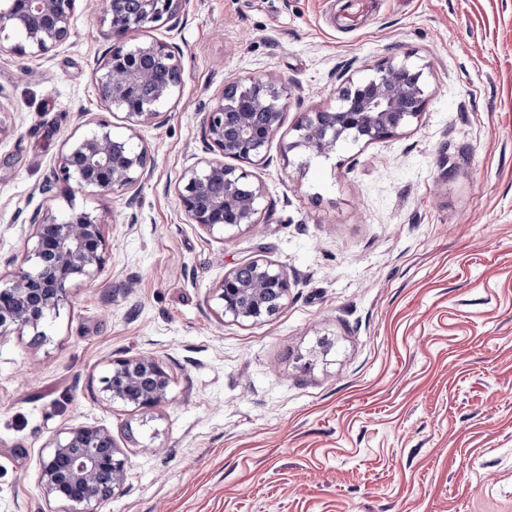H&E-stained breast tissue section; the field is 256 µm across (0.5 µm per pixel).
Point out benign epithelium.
I'll return each mask as SVG.
<instances>
[{"instance_id":"benign-epithelium-1","label":"benign epithelium","mask_w":512,"mask_h":512,"mask_svg":"<svg viewBox=\"0 0 512 512\" xmlns=\"http://www.w3.org/2000/svg\"><path fill=\"white\" fill-rule=\"evenodd\" d=\"M78 0H3L0 33L21 34L13 46L20 57L43 55L66 42ZM187 0H102L103 22L115 42L96 76L100 100L125 114L129 129L160 124L163 108L179 92L182 66L167 42L153 39L127 44L125 37L178 18ZM153 57L166 60L164 71L147 64ZM426 66H413L409 57L380 61L374 74L348 80L339 91L340 106L330 111L304 112L297 139L288 149H304L317 156L335 153L341 137L355 133L354 141L370 143L397 135L420 120L427 101ZM148 84L149 96L139 87ZM288 83L275 76L250 77L227 83L203 121L208 149L214 157L186 170L177 194L190 223L208 234L250 226L259 221L261 186L249 174L224 164V158L254 164L263 160L282 124ZM133 136L112 133L106 121L98 128L65 142L50 184L64 186L67 197L86 189L104 196L123 195L150 177L153 159L132 142ZM106 216H93L68 203L63 216H47L33 225L34 264L18 267L11 284L0 289V337L28 330L41 337L48 314L59 313L83 282L102 269L109 248L103 232ZM288 275L275 263L254 258L224 273L214 289L219 315L233 322L268 321L288 296ZM102 391L148 413L165 403L171 383L166 364L150 353L112 361L102 379ZM128 458L117 448L111 431L100 426L64 429L49 443L39 460V483L47 499L66 504L68 512H86L126 490Z\"/></svg>"}]
</instances>
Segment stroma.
<instances>
[{"mask_svg": "<svg viewBox=\"0 0 512 512\" xmlns=\"http://www.w3.org/2000/svg\"><path fill=\"white\" fill-rule=\"evenodd\" d=\"M334 0H187L139 31L181 55L161 125L101 102L112 48L100 0L70 38L21 58L0 34V286L31 249L21 226L67 209L46 184L68 138L108 121L148 149L133 197L76 193L107 214L109 251L45 338L0 337V512H54L38 461L65 428H108L127 489L94 512H512V0H376L357 25ZM427 65L418 123L330 156L288 145L301 113L390 56ZM290 94L265 159L258 224L216 239L188 223L180 175L210 158L202 121L227 81ZM263 258L288 275L258 324L209 301ZM159 356L150 413L104 399L112 360Z\"/></svg>", "mask_w": 512, "mask_h": 512, "instance_id": "35a3bbf8", "label": "stroma"}]
</instances>
